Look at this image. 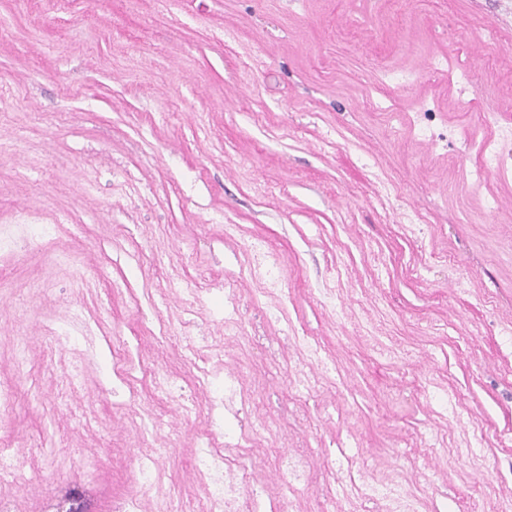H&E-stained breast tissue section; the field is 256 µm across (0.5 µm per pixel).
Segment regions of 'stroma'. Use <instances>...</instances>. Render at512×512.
<instances>
[{
  "mask_svg": "<svg viewBox=\"0 0 512 512\" xmlns=\"http://www.w3.org/2000/svg\"><path fill=\"white\" fill-rule=\"evenodd\" d=\"M0 17V385L35 396L0 423V445L21 449L34 479L15 489L18 512L72 487L89 512H112L144 417L172 420L146 366L206 400L181 347L160 339L184 321L230 335L224 368L248 364L228 429L261 401L304 455L296 512L327 492L336 512L512 504V445L499 442L512 433V177L475 180L466 138L495 112L487 137L512 145V0L403 12L385 0H0ZM481 29L494 38L473 39ZM466 44V78L424 80ZM390 72L403 87L389 89ZM489 193L501 214L486 215ZM414 210L424 223H407ZM34 224L54 230L35 241ZM257 237L285 257L277 291ZM184 280L200 299L167 294ZM76 311L100 351L91 363L47 349V329ZM18 333L31 339L22 370L7 342ZM118 337L131 387L108 370ZM309 373L315 387L294 399L289 383ZM160 476L164 490L205 492L190 448ZM385 481L402 503L361 496Z\"/></svg>",
  "mask_w": 512,
  "mask_h": 512,
  "instance_id": "1",
  "label": "stroma"
}]
</instances>
